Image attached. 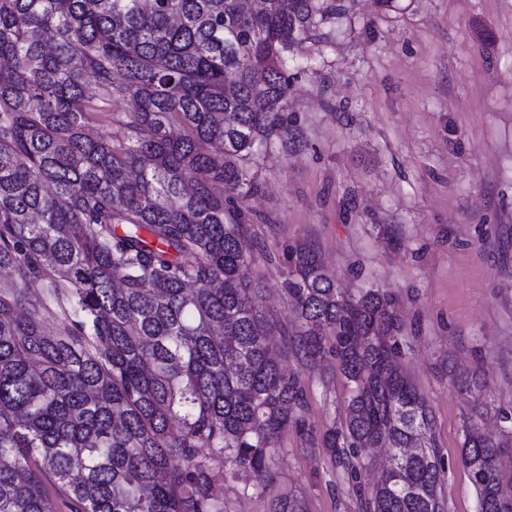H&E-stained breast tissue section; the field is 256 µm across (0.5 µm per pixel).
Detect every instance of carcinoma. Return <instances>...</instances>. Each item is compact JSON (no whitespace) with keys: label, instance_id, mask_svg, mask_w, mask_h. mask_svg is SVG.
<instances>
[{"label":"carcinoma","instance_id":"obj_1","mask_svg":"<svg viewBox=\"0 0 512 512\" xmlns=\"http://www.w3.org/2000/svg\"><path fill=\"white\" fill-rule=\"evenodd\" d=\"M337 11L0 0V512H224L225 479L273 486L290 426L351 472L388 449L380 482L357 485L362 512H444L446 467L398 361L392 291L342 293L302 241L282 324L246 274L238 201L288 140L287 52ZM126 97L135 110L121 117ZM276 332L299 360L336 362L349 387L339 424L308 422ZM511 452L465 435L479 512H512ZM268 512L305 506L273 493Z\"/></svg>","mask_w":512,"mask_h":512}]
</instances>
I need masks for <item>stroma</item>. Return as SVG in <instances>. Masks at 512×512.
<instances>
[{"label": "stroma", "instance_id": "35a3bbf8", "mask_svg": "<svg viewBox=\"0 0 512 512\" xmlns=\"http://www.w3.org/2000/svg\"><path fill=\"white\" fill-rule=\"evenodd\" d=\"M319 35L289 53L282 118L298 145L259 161L244 199L251 279L287 320L286 257L309 241L338 287L387 288L403 320L399 361L429 402L447 466L445 512H478L460 463L466 427L512 448V0H338ZM317 430L345 417L335 363L282 357ZM476 374L475 392L454 377ZM275 490L307 512H361L345 469L286 431ZM268 496L224 484L226 512Z\"/></svg>", "mask_w": 512, "mask_h": 512}]
</instances>
